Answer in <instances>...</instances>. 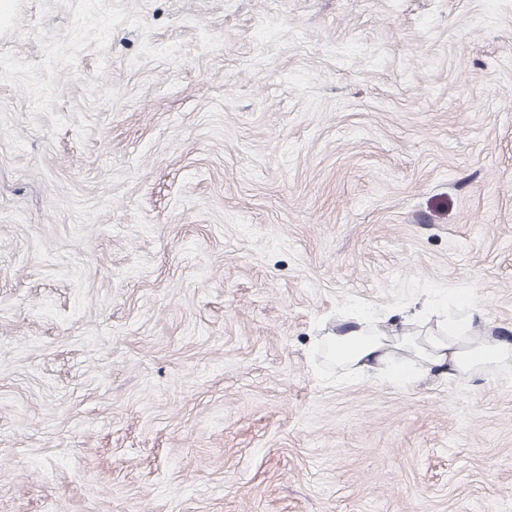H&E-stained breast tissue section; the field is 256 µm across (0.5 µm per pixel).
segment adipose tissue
I'll return each mask as SVG.
<instances>
[{"mask_svg":"<svg viewBox=\"0 0 512 512\" xmlns=\"http://www.w3.org/2000/svg\"><path fill=\"white\" fill-rule=\"evenodd\" d=\"M327 343L337 361L358 371L399 362L401 353L421 360L425 371L455 377L489 375L512 369V343L494 336L474 306L449 312L447 336H398L368 330L362 322L341 328Z\"/></svg>","mask_w":512,"mask_h":512,"instance_id":"ef3b65f1","label":"adipose tissue"}]
</instances>
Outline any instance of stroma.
<instances>
[{
	"label": "stroma",
	"mask_w": 512,
	"mask_h": 512,
	"mask_svg": "<svg viewBox=\"0 0 512 512\" xmlns=\"http://www.w3.org/2000/svg\"><path fill=\"white\" fill-rule=\"evenodd\" d=\"M512 0H0V512H512ZM327 344L342 365L358 371L395 365L399 352L422 361L425 372L453 378L458 374L487 376L512 369V344L494 336L482 323L478 308L448 312V338L408 336L383 330L369 331L360 321L328 336Z\"/></svg>",
	"instance_id": "stroma-1"
}]
</instances>
